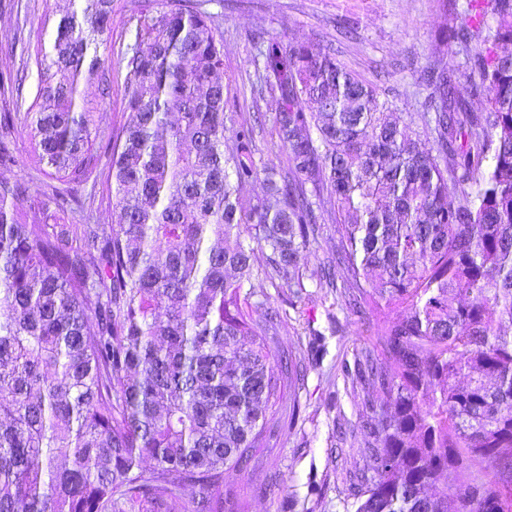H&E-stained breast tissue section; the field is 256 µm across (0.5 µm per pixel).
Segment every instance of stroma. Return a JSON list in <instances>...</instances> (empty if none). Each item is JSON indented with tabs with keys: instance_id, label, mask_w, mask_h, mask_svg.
<instances>
[{
	"instance_id": "obj_1",
	"label": "stroma",
	"mask_w": 512,
	"mask_h": 512,
	"mask_svg": "<svg viewBox=\"0 0 512 512\" xmlns=\"http://www.w3.org/2000/svg\"><path fill=\"white\" fill-rule=\"evenodd\" d=\"M71 8V0H0V71L22 76V108L35 99L37 52L49 46L59 19ZM135 9V0H112L101 54L111 85L105 88L93 79L82 86L94 107L100 153L128 119L120 51L134 31ZM454 21V0H254L252 8L225 10L219 24L229 103L243 112L267 115L275 110L274 98L257 102L251 93L256 75L250 33L261 27L271 37L284 34L314 47L332 44L348 69L394 97L401 111H427L422 71L438 58L452 68L465 66L456 44L438 39L440 29ZM7 145L16 160L7 177L21 178L28 197L45 202L59 223H119V207L87 184L73 190L77 206L58 207L53 179L31 158L27 127L16 126ZM337 239L334 225H322L303 270L301 296L262 285L271 305L286 316L273 347L292 355L300 378L281 391L276 405L279 416H294V424L282 426L269 447L256 449L246 470L224 475L225 487L240 491L246 512H355L349 474L366 466L358 422L369 392L352 384L346 369L374 336L371 320L346 310L339 290L321 278Z\"/></svg>"
}]
</instances>
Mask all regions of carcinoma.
Listing matches in <instances>:
<instances>
[{"instance_id": "1", "label": "carcinoma", "mask_w": 512, "mask_h": 512, "mask_svg": "<svg viewBox=\"0 0 512 512\" xmlns=\"http://www.w3.org/2000/svg\"><path fill=\"white\" fill-rule=\"evenodd\" d=\"M73 3L36 58L51 105L0 113V169L27 125L63 204L99 166L79 85L105 78L112 15ZM490 5L489 24L466 0L450 29L477 111L442 62L431 111L398 112L333 47L266 41L258 97L277 96L286 163L261 168L217 77L218 18L203 0L137 5L129 121L107 146L122 222L48 224L0 173V512H176L189 488L190 512H243L224 472L269 446L272 400L298 379L254 281L305 288L322 222L339 234L323 276L346 269L347 307L375 316L354 380L384 401L362 420L356 512H512V0Z\"/></svg>"}]
</instances>
